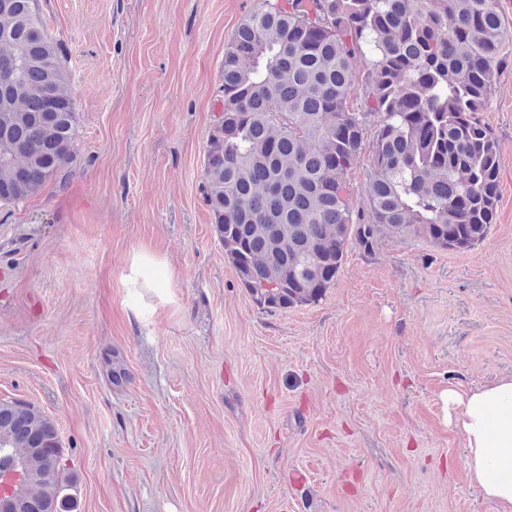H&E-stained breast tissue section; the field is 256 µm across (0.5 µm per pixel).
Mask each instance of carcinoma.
Wrapping results in <instances>:
<instances>
[{
    "label": "carcinoma",
    "mask_w": 512,
    "mask_h": 512,
    "mask_svg": "<svg viewBox=\"0 0 512 512\" xmlns=\"http://www.w3.org/2000/svg\"><path fill=\"white\" fill-rule=\"evenodd\" d=\"M512 31L495 0H264L224 51L222 112L208 137L204 194L224 256L266 311L318 302L347 248L421 237L482 242L499 189L498 144L482 122ZM366 66L351 100L353 62ZM69 72L37 0H0V204L37 194L77 138ZM374 126L365 210L349 171ZM59 441L33 406L0 401V448L33 476L22 512H56L45 475Z\"/></svg>",
    "instance_id": "obj_1"
}]
</instances>
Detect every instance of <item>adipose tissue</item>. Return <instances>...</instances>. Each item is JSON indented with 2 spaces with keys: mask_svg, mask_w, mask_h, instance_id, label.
<instances>
[{
  "mask_svg": "<svg viewBox=\"0 0 512 512\" xmlns=\"http://www.w3.org/2000/svg\"><path fill=\"white\" fill-rule=\"evenodd\" d=\"M440 399L446 418L464 437L470 482L502 512H512V482L488 478L493 468L512 467V379L467 391L451 387Z\"/></svg>",
  "mask_w": 512,
  "mask_h": 512,
  "instance_id": "adipose-tissue-1",
  "label": "adipose tissue"
}]
</instances>
